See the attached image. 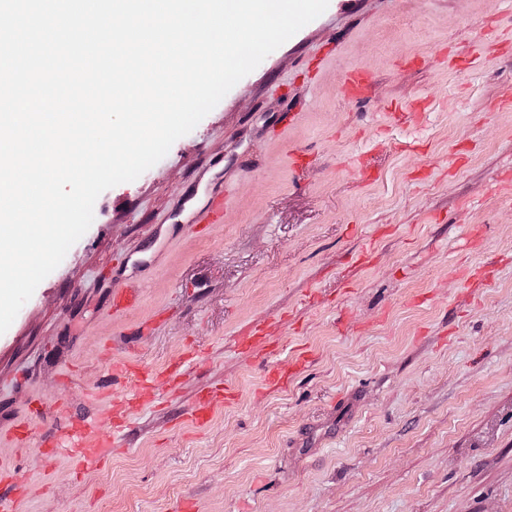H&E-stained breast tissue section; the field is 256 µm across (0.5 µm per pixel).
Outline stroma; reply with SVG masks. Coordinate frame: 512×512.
I'll use <instances>...</instances> for the list:
<instances>
[{"label": "stroma", "mask_w": 512, "mask_h": 512, "mask_svg": "<svg viewBox=\"0 0 512 512\" xmlns=\"http://www.w3.org/2000/svg\"><path fill=\"white\" fill-rule=\"evenodd\" d=\"M224 187L223 223L127 268ZM118 285L140 303L115 316ZM122 360L184 368L130 410L101 393ZM35 401L28 444L0 443L16 512H512V0H329L97 198L0 335V433ZM79 418L112 452L76 477L41 443ZM371 82L370 75L361 69H350L343 77V87L346 93L352 98L361 99ZM225 398H227V393L220 389L211 390L200 395L194 406L193 418L197 422L205 421L213 406L220 403Z\"/></svg>", "instance_id": "obj_1"}]
</instances>
